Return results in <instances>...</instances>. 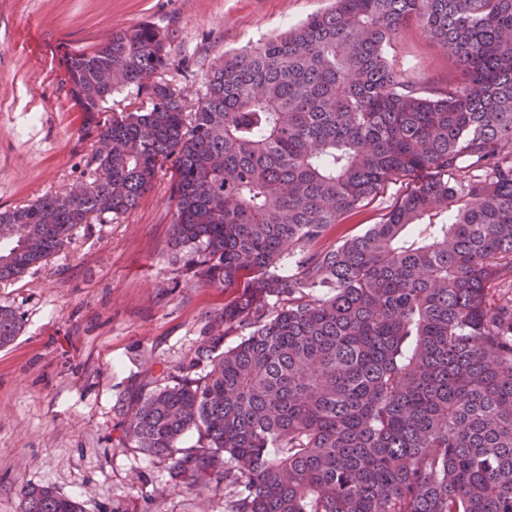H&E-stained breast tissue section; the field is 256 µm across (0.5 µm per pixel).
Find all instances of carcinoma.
<instances>
[{
	"label": "carcinoma",
	"mask_w": 512,
	"mask_h": 512,
	"mask_svg": "<svg viewBox=\"0 0 512 512\" xmlns=\"http://www.w3.org/2000/svg\"><path fill=\"white\" fill-rule=\"evenodd\" d=\"M410 21L459 81L394 69ZM169 65L149 24L70 56L88 116L128 87L150 106L96 127L86 186L0 212V282L127 213L169 165L175 245L243 292L125 436L178 483L239 485L231 512H512V0H335L224 57L194 112L152 80ZM406 176L378 223L315 247ZM21 328L1 306L0 346ZM192 429L203 445L179 447ZM21 512L83 509L40 485Z\"/></svg>",
	"instance_id": "carcinoma-1"
}]
</instances>
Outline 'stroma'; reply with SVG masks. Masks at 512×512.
Masks as SVG:
<instances>
[{
    "mask_svg": "<svg viewBox=\"0 0 512 512\" xmlns=\"http://www.w3.org/2000/svg\"><path fill=\"white\" fill-rule=\"evenodd\" d=\"M333 0H0V211L66 194L89 180L95 132L70 91L66 60L113 32L148 23L168 40L159 82L195 110L225 54L331 9ZM411 80L452 81L454 61L418 24L388 51ZM388 184L362 214L331 225L321 244L363 234L415 185ZM171 168L138 206L78 225L66 248L7 283L0 306L23 330L0 347V512L50 485L84 512H229L237 486L175 484L169 459L124 436L142 392L195 360L209 317L235 298L203 285L172 243Z\"/></svg>",
    "mask_w": 512,
    "mask_h": 512,
    "instance_id": "obj_1",
    "label": "stroma"
}]
</instances>
